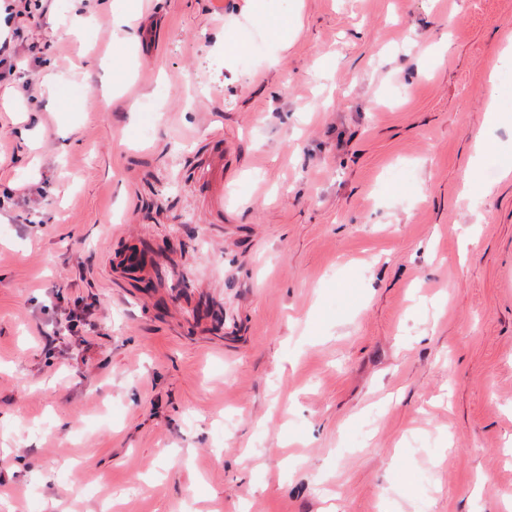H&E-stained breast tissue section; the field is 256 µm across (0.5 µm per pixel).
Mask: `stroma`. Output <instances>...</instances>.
Returning <instances> with one entry per match:
<instances>
[{
  "instance_id": "obj_1",
  "label": "stroma",
  "mask_w": 512,
  "mask_h": 512,
  "mask_svg": "<svg viewBox=\"0 0 512 512\" xmlns=\"http://www.w3.org/2000/svg\"><path fill=\"white\" fill-rule=\"evenodd\" d=\"M112 2L0 0V512H512V0Z\"/></svg>"
}]
</instances>
